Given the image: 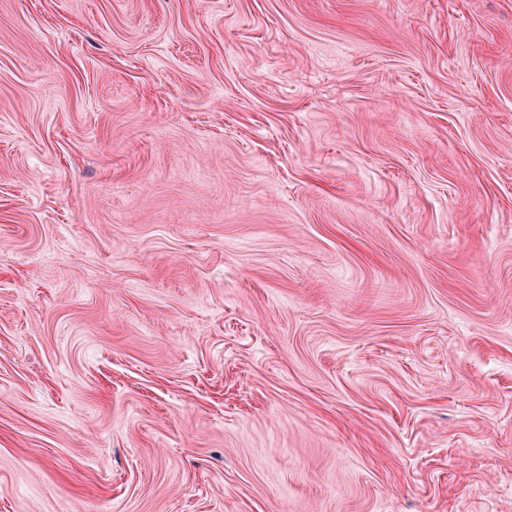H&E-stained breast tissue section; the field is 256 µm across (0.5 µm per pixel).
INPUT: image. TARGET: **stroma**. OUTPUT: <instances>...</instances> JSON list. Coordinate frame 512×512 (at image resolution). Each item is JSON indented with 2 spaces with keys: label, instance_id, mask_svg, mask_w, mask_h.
Wrapping results in <instances>:
<instances>
[{
  "label": "stroma",
  "instance_id": "obj_1",
  "mask_svg": "<svg viewBox=\"0 0 512 512\" xmlns=\"http://www.w3.org/2000/svg\"><path fill=\"white\" fill-rule=\"evenodd\" d=\"M0 512H512V0H0Z\"/></svg>",
  "mask_w": 512,
  "mask_h": 512
}]
</instances>
